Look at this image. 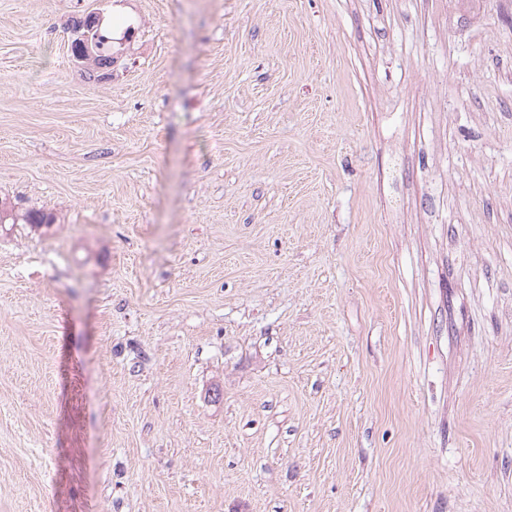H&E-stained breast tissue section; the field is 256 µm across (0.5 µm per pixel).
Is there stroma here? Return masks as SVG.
I'll list each match as a JSON object with an SVG mask.
<instances>
[{
	"instance_id": "35a3bbf8",
	"label": "stroma",
	"mask_w": 512,
	"mask_h": 512,
	"mask_svg": "<svg viewBox=\"0 0 512 512\" xmlns=\"http://www.w3.org/2000/svg\"><path fill=\"white\" fill-rule=\"evenodd\" d=\"M1 198L0 512H512V0H0ZM97 33L99 34L97 48L92 45V51L90 54H87L85 38L78 39L75 37L71 44L73 56L85 59L89 64L87 69L92 72L112 67L111 46L106 43L107 36L102 34L101 25L99 27H94L90 40H93V36H96ZM0 224V227L2 224H31L40 227L42 224H53V220L50 214L41 210H29L18 214L11 205L0 199Z\"/></svg>"
}]
</instances>
